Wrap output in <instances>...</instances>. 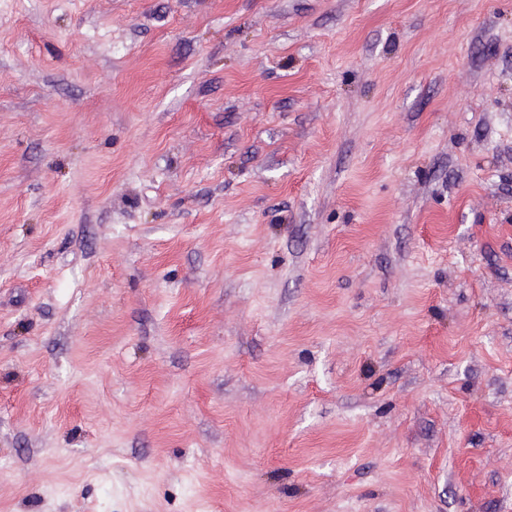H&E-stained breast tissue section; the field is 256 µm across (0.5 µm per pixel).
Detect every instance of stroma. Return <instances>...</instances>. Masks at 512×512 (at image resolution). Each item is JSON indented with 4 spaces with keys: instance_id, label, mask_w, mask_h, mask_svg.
I'll return each instance as SVG.
<instances>
[{
    "instance_id": "1",
    "label": "stroma",
    "mask_w": 512,
    "mask_h": 512,
    "mask_svg": "<svg viewBox=\"0 0 512 512\" xmlns=\"http://www.w3.org/2000/svg\"><path fill=\"white\" fill-rule=\"evenodd\" d=\"M0 512H512V0H0Z\"/></svg>"
}]
</instances>
